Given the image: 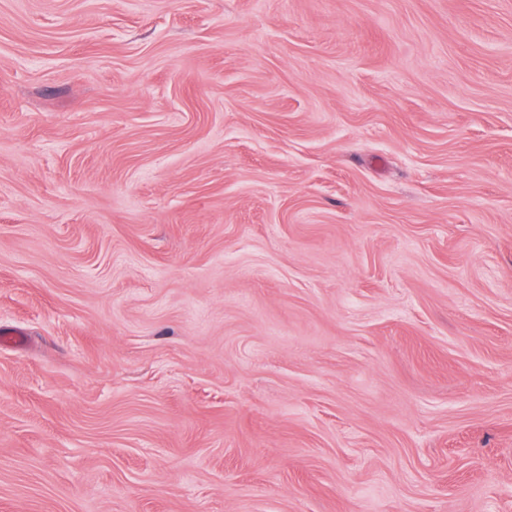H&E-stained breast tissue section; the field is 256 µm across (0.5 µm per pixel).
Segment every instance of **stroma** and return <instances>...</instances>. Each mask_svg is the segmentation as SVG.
<instances>
[{
    "mask_svg": "<svg viewBox=\"0 0 512 512\" xmlns=\"http://www.w3.org/2000/svg\"><path fill=\"white\" fill-rule=\"evenodd\" d=\"M0 512H512V0H0Z\"/></svg>",
    "mask_w": 512,
    "mask_h": 512,
    "instance_id": "stroma-1",
    "label": "stroma"
}]
</instances>
